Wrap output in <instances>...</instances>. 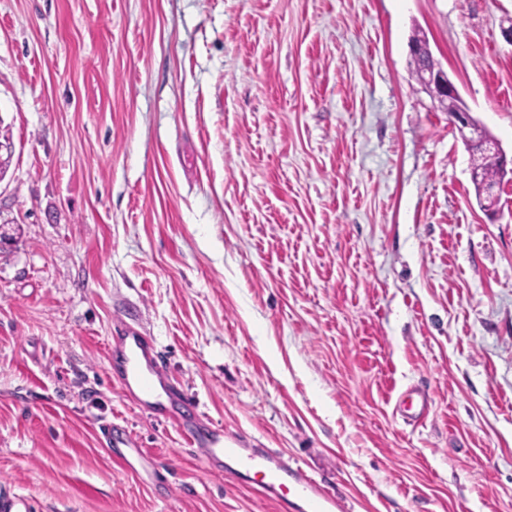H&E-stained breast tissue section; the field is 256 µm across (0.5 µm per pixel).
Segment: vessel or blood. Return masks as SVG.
<instances>
[{
    "mask_svg": "<svg viewBox=\"0 0 512 512\" xmlns=\"http://www.w3.org/2000/svg\"><path fill=\"white\" fill-rule=\"evenodd\" d=\"M113 343L109 352L111 371L125 397L137 407L151 408L159 395H166L175 405L172 419L186 444L200 450L208 470L223 469L249 477L257 491L279 502L283 512H349L340 496L310 476L299 463L288 462L276 449L246 448L238 438L225 435L219 426L198 425L197 399L166 376L150 339L125 330L114 337ZM102 433L112 455L125 462L145 459L144 450L133 447L121 426L106 424Z\"/></svg>",
    "mask_w": 512,
    "mask_h": 512,
    "instance_id": "b4317fda",
    "label": "vessel or blood"
}]
</instances>
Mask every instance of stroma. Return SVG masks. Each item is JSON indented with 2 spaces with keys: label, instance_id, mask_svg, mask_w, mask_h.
Here are the masks:
<instances>
[{
  "label": "stroma",
  "instance_id": "stroma-1",
  "mask_svg": "<svg viewBox=\"0 0 512 512\" xmlns=\"http://www.w3.org/2000/svg\"><path fill=\"white\" fill-rule=\"evenodd\" d=\"M510 27L512 0H0V489L281 512L123 396L130 325L351 512H512V185L480 207L409 52L511 155ZM102 433L106 439L107 448L112 455L118 457L126 464L132 466L130 459L137 458L148 460L142 448H132L133 445L127 432L117 424H106L103 426Z\"/></svg>",
  "mask_w": 512,
  "mask_h": 512
}]
</instances>
